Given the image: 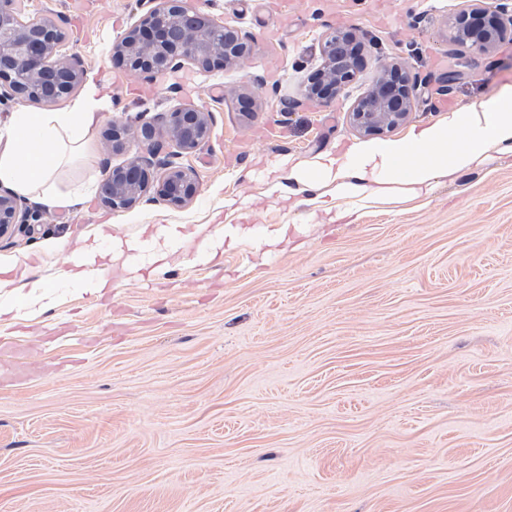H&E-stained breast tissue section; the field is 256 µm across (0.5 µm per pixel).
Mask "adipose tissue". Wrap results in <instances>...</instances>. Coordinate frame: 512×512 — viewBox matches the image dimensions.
<instances>
[{
  "label": "adipose tissue",
  "instance_id": "1",
  "mask_svg": "<svg viewBox=\"0 0 512 512\" xmlns=\"http://www.w3.org/2000/svg\"><path fill=\"white\" fill-rule=\"evenodd\" d=\"M102 100L99 87L92 84L67 112L16 107L0 133V188L51 208L82 203L81 193H56L53 178L66 151L88 150L86 135L100 119ZM507 155H512L511 87L410 127L402 137L322 152L291 167L287 176H275L266 193L285 199L304 192L317 223L352 224L360 210L372 206L418 207L440 179H456ZM27 275L24 257L0 258V288L27 289L30 307L43 309V285L27 283Z\"/></svg>",
  "mask_w": 512,
  "mask_h": 512
}]
</instances>
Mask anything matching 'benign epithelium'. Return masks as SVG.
<instances>
[{"instance_id": "obj_1", "label": "benign epithelium", "mask_w": 512, "mask_h": 512, "mask_svg": "<svg viewBox=\"0 0 512 512\" xmlns=\"http://www.w3.org/2000/svg\"><path fill=\"white\" fill-rule=\"evenodd\" d=\"M149 8L113 46L128 71L140 73L174 72L184 62L207 71L216 65L236 67L252 54V35L217 24L208 15L194 13L195 23L183 32L181 41L168 42V26L179 15L190 11L186 0H140ZM15 0H0V103L9 101L56 102L61 95L44 84L45 70L50 68L56 83L71 93L82 81L84 71L75 55H64L60 48L66 33L56 23L41 17L31 23L18 20ZM449 42L478 56L492 54L498 43L512 33V9L505 3L488 7L483 0L471 3L448 17ZM354 31L332 30L320 45V62L309 74L301 93L304 97L326 102L350 83L358 67L351 44ZM379 77L350 112L354 127L365 135L391 132L413 112L420 84L407 64L383 60ZM212 113L203 106L179 107L169 113L161 135L176 148L175 155L193 153L210 139ZM155 128L144 123L132 127L114 125L107 140L115 150L132 143L151 144ZM164 169L157 180L150 178L154 167ZM109 194L104 203L113 209H130L148 192L174 206L191 203L197 193V179L191 171L177 165L170 157L134 154L124 165L112 168L107 178ZM25 221L17 198L0 193V236Z\"/></svg>"}]
</instances>
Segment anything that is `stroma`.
Instances as JSON below:
<instances>
[{"mask_svg":"<svg viewBox=\"0 0 512 512\" xmlns=\"http://www.w3.org/2000/svg\"><path fill=\"white\" fill-rule=\"evenodd\" d=\"M18 3L55 20L109 104L93 152L55 175L85 201L39 207L0 238L1 257L35 253L34 278L68 298L24 321L18 356L0 363V512H512V157L441 182L422 208L354 224H312L304 205L265 196L271 170L363 141L349 111L380 59L404 58L423 87L398 138L437 120L440 100L512 86V36L486 58L451 44L462 0H297L288 18L264 0H188L250 33L251 59L136 75L113 46L139 0ZM331 28L376 46L323 104L300 87ZM245 84L260 103L250 116L231 99ZM189 104L212 112L208 144L179 159L194 201L105 206L100 187L128 155L104 131L159 129ZM106 221L124 239L209 224L229 245L213 259L170 241L161 281L138 249L142 279L68 281L67 258ZM281 223L288 241L264 244Z\"/></svg>","mask_w":512,"mask_h":512,"instance_id":"stroma-1","label":"stroma"}]
</instances>
